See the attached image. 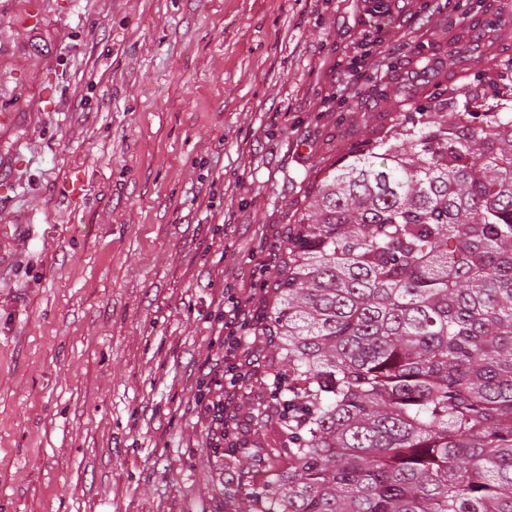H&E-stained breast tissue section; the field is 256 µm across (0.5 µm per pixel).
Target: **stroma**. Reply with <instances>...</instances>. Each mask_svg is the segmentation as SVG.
Returning a JSON list of instances; mask_svg holds the SVG:
<instances>
[{"label":"stroma","instance_id":"35a3bbf8","mask_svg":"<svg viewBox=\"0 0 512 512\" xmlns=\"http://www.w3.org/2000/svg\"><path fill=\"white\" fill-rule=\"evenodd\" d=\"M0 0V512H246L263 334L318 185L512 59V0ZM365 42L362 69L351 48ZM251 375L217 447L225 297ZM231 306L226 310L224 305V329L228 330L227 335L224 336V349L227 350L240 349L248 342V336H236L235 332L242 329L245 325L247 315L248 299L242 300L241 298H231Z\"/></svg>","mask_w":512,"mask_h":512}]
</instances>
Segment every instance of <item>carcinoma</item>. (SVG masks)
<instances>
[{
	"label": "carcinoma",
	"instance_id": "carcinoma-1",
	"mask_svg": "<svg viewBox=\"0 0 512 512\" xmlns=\"http://www.w3.org/2000/svg\"><path fill=\"white\" fill-rule=\"evenodd\" d=\"M510 85L404 117L288 228L249 512H512Z\"/></svg>",
	"mask_w": 512,
	"mask_h": 512
}]
</instances>
